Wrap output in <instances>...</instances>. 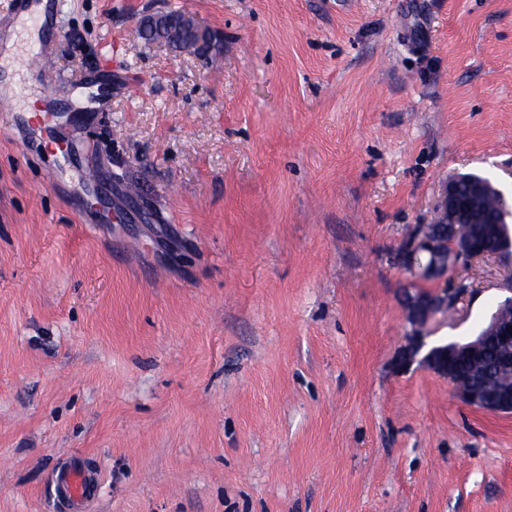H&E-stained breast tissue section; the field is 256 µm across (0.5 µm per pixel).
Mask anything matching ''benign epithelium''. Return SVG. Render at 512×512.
I'll use <instances>...</instances> for the list:
<instances>
[{"label":"benign epithelium","mask_w":512,"mask_h":512,"mask_svg":"<svg viewBox=\"0 0 512 512\" xmlns=\"http://www.w3.org/2000/svg\"><path fill=\"white\" fill-rule=\"evenodd\" d=\"M183 20L198 42L211 38L212 30L195 17L185 14ZM461 176L449 178L442 186L437 215L433 223L416 227L402 250L404 270L412 277L434 280L448 271L477 258H496L512 263V240L496 246L488 241L479 242L466 236L447 239L448 225L458 223L461 213H476L481 209L490 186L477 183L469 186L465 195H460L458 185ZM509 296L498 304L486 327L465 342H450L431 347L422 358L429 369L448 377L455 392L466 403L496 414H512V391L484 384L464 386L459 381L454 365L461 361L481 359L489 349H494L497 365L501 369H512V277H507ZM467 292V286L459 284L454 291L443 289V293L426 297L416 294L408 302L409 320L414 325H424L438 313L448 310Z\"/></svg>","instance_id":"1"}]
</instances>
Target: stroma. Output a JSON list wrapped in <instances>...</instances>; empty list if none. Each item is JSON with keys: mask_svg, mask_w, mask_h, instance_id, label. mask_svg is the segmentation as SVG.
<instances>
[{"mask_svg": "<svg viewBox=\"0 0 512 512\" xmlns=\"http://www.w3.org/2000/svg\"><path fill=\"white\" fill-rule=\"evenodd\" d=\"M181 11L221 51L146 43ZM67 157L0 129V512H512V415L406 360L441 183L512 194V0H64ZM106 105L76 111L90 71ZM98 204L78 194L86 164ZM508 270L423 331L463 341ZM56 493L71 508L78 510L93 493V484L84 463L76 460L57 471L55 478Z\"/></svg>", "mask_w": 512, "mask_h": 512, "instance_id": "stroma-1", "label": "stroma"}]
</instances>
